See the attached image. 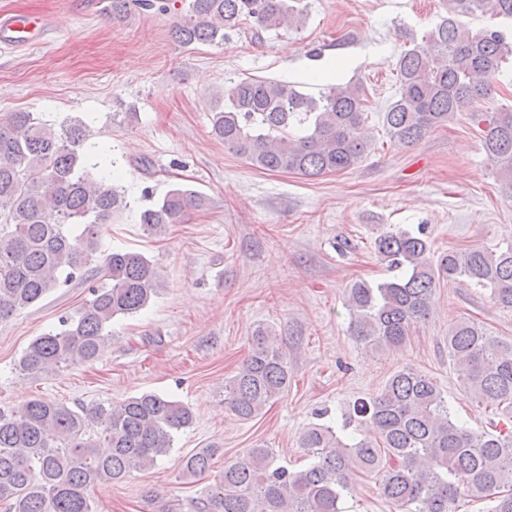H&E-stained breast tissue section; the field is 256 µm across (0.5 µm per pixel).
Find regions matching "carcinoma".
I'll return each mask as SVG.
<instances>
[{
    "instance_id": "obj_1",
    "label": "carcinoma",
    "mask_w": 512,
    "mask_h": 512,
    "mask_svg": "<svg viewBox=\"0 0 512 512\" xmlns=\"http://www.w3.org/2000/svg\"><path fill=\"white\" fill-rule=\"evenodd\" d=\"M171 29L182 47L222 44L245 32L254 42L281 28L298 29L304 0H187ZM512 21V0H448V13L404 50L398 89L383 128L398 148L417 145L465 107L485 100L512 62V38L500 29L474 32L468 19L487 11ZM212 133L252 166L309 178L353 168L370 147L366 95L360 84H327L306 94L276 79H243L216 95ZM483 150L502 192L512 197V112H473ZM116 161L98 149L83 120L47 123L32 112L0 118V320L38 303L74 279L90 283L87 299L36 337L20 371L48 374L99 359L110 326L160 294L155 264L140 252L101 254L102 228L129 207L114 181ZM201 193L177 184L138 210L150 235L162 234L191 210ZM393 276L347 289L349 332L375 350L404 347L428 321L437 288L467 280L512 309V244L473 246L431 259L424 228L390 229L374 240ZM448 359L466 397L512 422V338L460 318L448 327ZM288 355L272 330L259 327L238 371L224 381V403L240 420L263 414L287 388ZM194 414L155 392L75 409L35 397L0 408V512H96L90 488L150 468L173 448ZM351 443L340 432L347 429ZM310 464L290 470L268 448H248L188 501V512H343L339 503L361 474L380 476L394 512H457L464 498L487 500V512H512V428L472 430L455 421L429 376L402 369L379 394L357 404L342 428L312 423L299 435ZM203 448L184 460L190 477L210 469Z\"/></svg>"
}]
</instances>
